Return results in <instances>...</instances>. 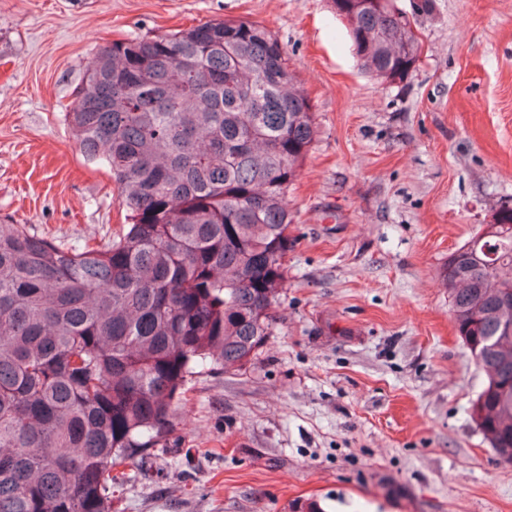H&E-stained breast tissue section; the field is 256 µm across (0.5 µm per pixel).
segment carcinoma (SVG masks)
<instances>
[{"mask_svg": "<svg viewBox=\"0 0 512 512\" xmlns=\"http://www.w3.org/2000/svg\"><path fill=\"white\" fill-rule=\"evenodd\" d=\"M333 6L367 74H411L420 45L392 0ZM66 119L111 168L128 224L78 248L0 224V512H111L119 467L166 446L188 377L257 355L315 136L284 48L244 19L101 48ZM492 218L444 281L487 377L469 417L511 464L512 206Z\"/></svg>", "mask_w": 512, "mask_h": 512, "instance_id": "1", "label": "carcinoma"}]
</instances>
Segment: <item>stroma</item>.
<instances>
[{"instance_id":"1","label":"stroma","mask_w":512,"mask_h":512,"mask_svg":"<svg viewBox=\"0 0 512 512\" xmlns=\"http://www.w3.org/2000/svg\"><path fill=\"white\" fill-rule=\"evenodd\" d=\"M227 18L271 30L316 134L288 190L277 324L201 370L112 512H512L468 417L486 376L451 317V252L512 204V0H433L420 60L366 74L331 0H0V224L68 246L126 222L65 120L104 44Z\"/></svg>"}]
</instances>
